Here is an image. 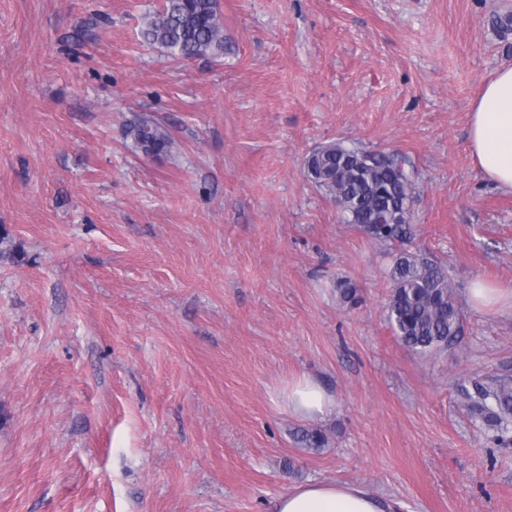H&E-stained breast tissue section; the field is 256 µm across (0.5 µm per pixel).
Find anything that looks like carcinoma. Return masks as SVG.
I'll return each mask as SVG.
<instances>
[{
  "instance_id": "obj_1",
  "label": "carcinoma",
  "mask_w": 512,
  "mask_h": 512,
  "mask_svg": "<svg viewBox=\"0 0 512 512\" xmlns=\"http://www.w3.org/2000/svg\"><path fill=\"white\" fill-rule=\"evenodd\" d=\"M143 37L180 60L220 56L224 54V28L219 0H164L163 7L147 18ZM126 136L146 155L166 153L173 145L169 134L146 117L131 122ZM307 161L320 172L313 183L341 206L345 223L360 224L373 239L389 245L411 238L410 215L416 196L413 172L401 153L332 143L313 150ZM389 277L386 321L401 345L424 355L460 342L462 312L445 266L421 254L400 251L393 255ZM336 291L343 303L358 302V289L351 282H338ZM471 409L500 430L495 442L512 443L503 436L512 417V379H497L477 389Z\"/></svg>"
}]
</instances>
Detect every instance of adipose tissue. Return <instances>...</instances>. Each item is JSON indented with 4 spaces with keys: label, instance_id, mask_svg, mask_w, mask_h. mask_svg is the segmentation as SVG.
I'll return each mask as SVG.
<instances>
[{
    "label": "adipose tissue",
    "instance_id": "obj_1",
    "mask_svg": "<svg viewBox=\"0 0 512 512\" xmlns=\"http://www.w3.org/2000/svg\"><path fill=\"white\" fill-rule=\"evenodd\" d=\"M469 143L481 175L512 190V67L497 71L472 102ZM334 401L313 378L303 375L288 385L290 414L316 419ZM275 512H385L382 502L363 487L343 482H307L289 489Z\"/></svg>",
    "mask_w": 512,
    "mask_h": 512
}]
</instances>
